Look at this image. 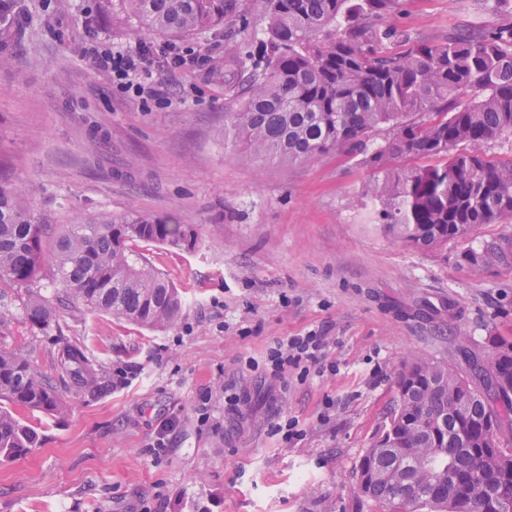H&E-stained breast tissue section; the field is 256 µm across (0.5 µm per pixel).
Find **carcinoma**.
<instances>
[{"label": "carcinoma", "mask_w": 512, "mask_h": 512, "mask_svg": "<svg viewBox=\"0 0 512 512\" xmlns=\"http://www.w3.org/2000/svg\"><path fill=\"white\" fill-rule=\"evenodd\" d=\"M153 34L190 35L241 17L239 0H121ZM268 19L247 51V97L224 113V140L240 161L309 162L335 152L384 173L370 191L376 220L435 255L480 224L512 219V155L480 146L512 137V26L464 24L441 42L390 23L401 0H252ZM383 130L388 137L377 141ZM415 162L400 172L389 161ZM185 246L187 224L133 216L34 224L0 189V285L21 292L23 310L46 329L83 308L142 327L174 325L178 289L140 263L131 242ZM459 266L512 267V238L484 241ZM61 291L49 298L42 281ZM57 362L75 393L96 395L106 375L61 336ZM470 372L414 355L397 378L389 422L363 455L361 493L386 512H512V340L488 338ZM0 401L62 418L71 402L19 349L0 350ZM34 428L0 407V456L33 447Z\"/></svg>", "instance_id": "obj_1"}]
</instances>
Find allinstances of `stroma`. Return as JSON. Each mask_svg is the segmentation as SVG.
<instances>
[{"label":"stroma","instance_id":"1","mask_svg":"<svg viewBox=\"0 0 512 512\" xmlns=\"http://www.w3.org/2000/svg\"><path fill=\"white\" fill-rule=\"evenodd\" d=\"M22 6L23 29L0 31V188L38 224L137 214L191 225L198 241L133 245L182 297L179 321L162 330L78 311L42 330L0 288V346L23 348L61 386L63 335L114 381L71 395L61 419L20 411L38 440L0 457V512H384L360 493L357 470L405 360L463 368L459 337L477 354L489 333L512 338V269L457 264L466 245L512 236V223L480 225L441 259L378 226L368 187L381 174L361 161H239L224 142V115L243 102L224 82V36L247 45L266 28L251 0H240L247 27L180 37L203 63L158 74L153 99L119 92L83 52L92 32L115 48L151 40L120 0ZM468 20L511 26L512 14L404 0L393 18L430 42ZM318 329L335 371L265 368L274 342ZM168 419L176 427L154 453ZM289 420L301 435L286 443L273 426Z\"/></svg>","mask_w":512,"mask_h":512}]
</instances>
